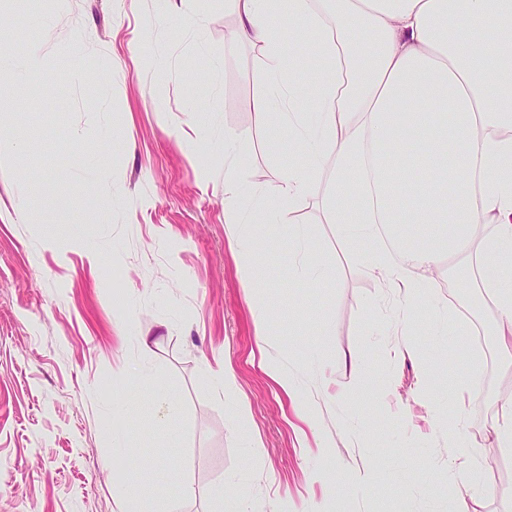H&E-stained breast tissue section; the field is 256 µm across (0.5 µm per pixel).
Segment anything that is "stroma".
Listing matches in <instances>:
<instances>
[{"label": "stroma", "instance_id": "obj_1", "mask_svg": "<svg viewBox=\"0 0 512 512\" xmlns=\"http://www.w3.org/2000/svg\"><path fill=\"white\" fill-rule=\"evenodd\" d=\"M231 15L228 0H0V50L43 62L22 85L0 83V212L12 218L0 222V512H125L129 489L164 505L180 482L193 489L180 512H219L220 486L249 512H446L465 495L448 471L465 461L484 464L477 512H506L512 449L492 468L483 448L512 368L490 344L461 365L442 356L441 325L344 261L330 169L281 223L261 225L275 252L246 290L224 182L275 185L299 156L250 109L257 54L225 38ZM228 129L251 135L230 170ZM300 224L328 281L291 268ZM433 282L440 313L488 329L491 300L476 315L447 269ZM258 298L277 314L261 350ZM219 369L232 387L213 384ZM277 369L314 424L296 417ZM469 376L478 386L459 417ZM160 393L179 404L165 421ZM107 420L130 453L115 451ZM459 422L472 447L449 445ZM393 459L417 464L413 482L386 472Z\"/></svg>", "mask_w": 512, "mask_h": 512}]
</instances>
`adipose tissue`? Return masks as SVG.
<instances>
[{
    "label": "adipose tissue",
    "instance_id": "obj_1",
    "mask_svg": "<svg viewBox=\"0 0 512 512\" xmlns=\"http://www.w3.org/2000/svg\"><path fill=\"white\" fill-rule=\"evenodd\" d=\"M235 38L258 52L253 103L288 128L303 159L273 190L228 181L229 246L251 258L333 168L331 218L347 259L378 273L412 311L442 258L459 260L491 296L493 334L512 361V0H232ZM312 35L328 78L285 73L289 35ZM450 117L431 129L432 116ZM491 234H483L485 226Z\"/></svg>",
    "mask_w": 512,
    "mask_h": 512
}]
</instances>
